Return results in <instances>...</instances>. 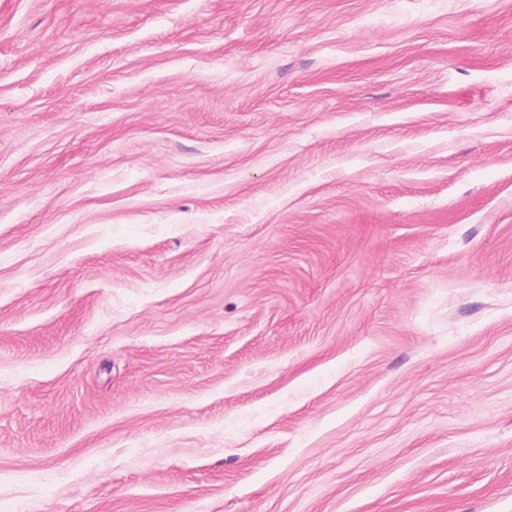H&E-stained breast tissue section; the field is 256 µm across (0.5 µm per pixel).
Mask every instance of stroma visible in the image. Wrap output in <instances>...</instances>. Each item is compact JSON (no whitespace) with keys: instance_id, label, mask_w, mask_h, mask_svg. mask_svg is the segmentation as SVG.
I'll return each mask as SVG.
<instances>
[{"instance_id":"obj_1","label":"stroma","mask_w":512,"mask_h":512,"mask_svg":"<svg viewBox=\"0 0 512 512\" xmlns=\"http://www.w3.org/2000/svg\"><path fill=\"white\" fill-rule=\"evenodd\" d=\"M0 512H512V0H0Z\"/></svg>"}]
</instances>
